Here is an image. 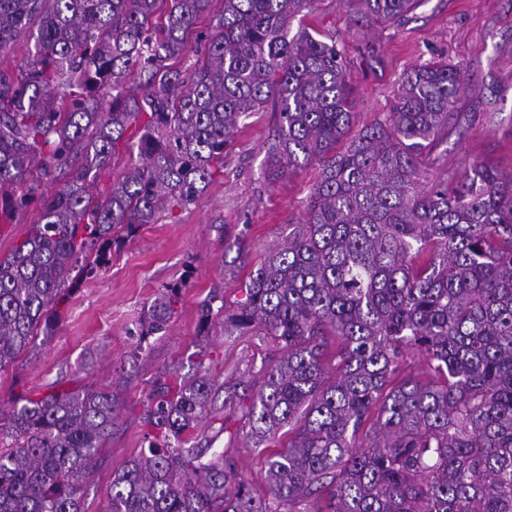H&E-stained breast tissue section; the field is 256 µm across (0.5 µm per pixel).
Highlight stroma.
Segmentation results:
<instances>
[{
    "label": "stroma",
    "instance_id": "1",
    "mask_svg": "<svg viewBox=\"0 0 512 512\" xmlns=\"http://www.w3.org/2000/svg\"><path fill=\"white\" fill-rule=\"evenodd\" d=\"M296 25L322 33H345L350 19L342 0H317ZM353 127L361 129L388 112L401 75L414 66L442 61L463 65L474 88L457 109L463 130L446 143L448 166L479 161L512 173V0H423L398 25L375 27L347 41ZM278 116L267 109L241 124L224 151V173L185 210L144 225L113 252L111 264L86 280L60 307L52 335L38 336L33 351L0 370V411L24 395L45 394L53 384L112 391L122 409L112 436L86 479L85 512H106L112 476L143 446L141 417L155 378L168 370L191 373L199 351L216 382L271 352L260 337L226 340L222 317L208 335L197 333L201 303L219 293L240 298L248 271L236 267L235 245L251 247L253 261L283 245L289 225L306 216L320 167L312 163L288 177L269 179L266 142ZM188 279L178 314L167 333L140 342L151 302L166 285ZM200 439L229 450L257 492L264 489L265 455L249 448L246 435H216L201 423Z\"/></svg>",
    "mask_w": 512,
    "mask_h": 512
}]
</instances>
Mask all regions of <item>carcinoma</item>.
Segmentation results:
<instances>
[{"label":"carcinoma","instance_id":"carcinoma-1","mask_svg":"<svg viewBox=\"0 0 512 512\" xmlns=\"http://www.w3.org/2000/svg\"><path fill=\"white\" fill-rule=\"evenodd\" d=\"M0 0V225L35 206L0 258V369L51 335L58 307L112 247L194 204L224 172L239 125L273 102L278 179L317 161L307 216L251 269L243 297L203 301L199 335L263 336L274 353L218 384L207 369L158 376L148 446L114 474L109 512H512V174L444 170L463 67L404 73L391 112L351 133L346 37L395 24L422 0H345L347 36L292 21L317 0H224L182 70L212 0ZM137 160L96 181L129 129ZM348 145L336 150L342 140ZM180 281L151 303L138 347L177 315ZM219 301L221 306L214 308ZM336 338V373L325 371ZM419 354L429 379L402 376ZM224 392L218 432L267 449L255 493L222 452L192 443ZM120 405L105 389L19 397L0 418V512H85L82 485ZM32 51L33 42L21 39L8 53H5L2 57L0 56V69L18 72L30 60Z\"/></svg>","mask_w":512,"mask_h":512}]
</instances>
